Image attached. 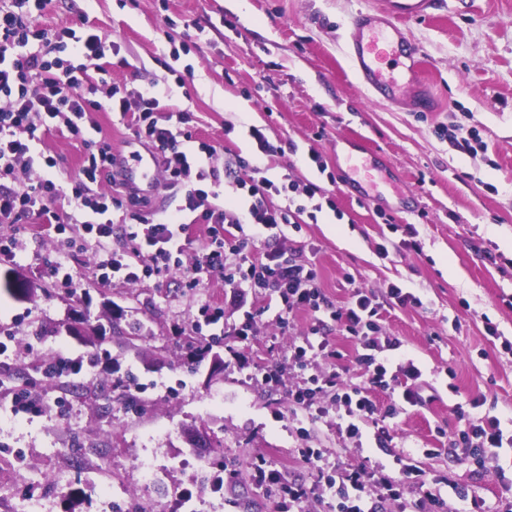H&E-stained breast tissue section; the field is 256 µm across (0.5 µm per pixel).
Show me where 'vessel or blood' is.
Instances as JSON below:
<instances>
[{
    "instance_id": "vessel-or-blood-1",
    "label": "vessel or blood",
    "mask_w": 512,
    "mask_h": 512,
    "mask_svg": "<svg viewBox=\"0 0 512 512\" xmlns=\"http://www.w3.org/2000/svg\"><path fill=\"white\" fill-rule=\"evenodd\" d=\"M440 0H383L382 5L358 12L351 21L348 56L363 84L381 98L408 99L416 111L428 110L431 97L424 89L418 48L404 25L433 17Z\"/></svg>"
}]
</instances>
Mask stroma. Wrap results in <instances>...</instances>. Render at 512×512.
Instances as JSON below:
<instances>
[{
	"label": "stroma",
	"mask_w": 512,
	"mask_h": 512,
	"mask_svg": "<svg viewBox=\"0 0 512 512\" xmlns=\"http://www.w3.org/2000/svg\"><path fill=\"white\" fill-rule=\"evenodd\" d=\"M370 2L48 0L39 23L87 24L119 48L91 73L102 108L87 115V138L108 140L123 156L149 155L129 143L110 96L116 85L155 84L169 88V104L192 113L197 139L216 145L214 165L242 158L269 179L287 172L335 200L317 223L285 227L276 249L315 264L334 307L356 288L382 298L381 335L398 337L425 379L421 404L395 419L393 446L492 508L502 495L495 461L475 469L447 436L486 415L512 418V350L503 344L512 340V0H446L432 19L407 23L432 96L425 112L379 101L352 70L347 28ZM187 68L191 77L177 84L175 71ZM253 126L280 153L258 154ZM457 126L476 128L484 149L453 147L448 133ZM340 137L359 139L376 163L361 189L344 176ZM312 150L325 171L309 161ZM413 239L418 249L407 248ZM56 261L73 270L72 286L48 276ZM92 263L91 251H63L39 233L0 263V326L13 337L0 354V457L21 476L0 512H14L26 496L43 512H105L118 485L135 493L121 512H156L185 488L198 491L193 512H272L277 488L260 483L259 469L311 483L299 454L308 447L343 468L391 474L392 459L373 438L358 446L337 433L335 412L314 422L293 417L292 375L279 385L263 379L262 368L281 365L290 346L302 344L309 313L285 329L271 292L258 290L242 305L221 276L191 289L178 270L161 280L101 283ZM391 284L418 304H386ZM205 301L223 309L222 324L198 328ZM119 308L146 338L113 336ZM246 320L248 338L225 339L221 366L188 357L185 335L198 329L207 337ZM490 324L498 336L488 335ZM63 357L82 359V371L44 378L42 365ZM102 382L115 387L111 401L97 396ZM27 388L41 408L15 412L12 397ZM189 428L210 448L191 447ZM426 448L432 456H423ZM202 453L224 469L223 497L202 491ZM142 460L163 471L162 482L144 478Z\"/></svg>",
	"instance_id": "obj_1"
}]
</instances>
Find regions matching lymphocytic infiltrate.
I'll return each instance as SVG.
<instances>
[{"mask_svg": "<svg viewBox=\"0 0 512 512\" xmlns=\"http://www.w3.org/2000/svg\"><path fill=\"white\" fill-rule=\"evenodd\" d=\"M45 4L46 0H0V223L9 229L8 235L0 237V256L15 257L25 235L39 230L58 238L64 250L92 249V275L100 282L138 283L176 269L183 272L191 288L199 287L205 276L217 271L233 287L272 290L281 299V325H289L299 312L315 316L311 340L289 351L287 368L302 371L321 360L328 363L325 371L289 388L294 410L319 416L325 410L323 399L328 396L349 438L362 439L365 429L371 427L377 442L390 440L385 422L397 415L398 408L393 404L379 408L373 393L396 392L402 403L418 405L422 372L410 359L398 364L388 358L377 359V349L395 351L401 342L391 336L382 342L373 338L378 314L373 292L356 290L344 307L331 309L311 263L283 259L272 248L258 254L252 251L266 231L299 223L304 216L312 220L317 217L316 212L302 205H277L275 197L311 199L320 194V187L287 173L276 181L264 176L244 179L232 167L213 166L217 147L196 141L187 112L168 109L162 103L163 92L156 88H125L120 90L117 102L120 112L135 115L128 127L130 137L152 146L169 186L184 190L185 205L151 219L138 218L136 223L126 225L121 241H113V223L107 220V213L126 210L139 200L141 191L121 180L111 143L85 138L81 125L87 109L95 104L96 87L90 80L89 67L105 58L107 42L91 31L37 26L35 20ZM55 126L66 129L85 151L78 175L66 185L55 175L56 158L34 149ZM191 141L197 144L193 154L185 148ZM104 177L116 185V192L98 190ZM226 181L245 191V208L227 209L217 203L201 209L202 199L220 198ZM195 223L207 227L208 250L197 254L187 266L183 256ZM228 253L237 258L230 267L224 264ZM325 310L354 342L361 382L343 381L341 355L318 317ZM284 369L268 368L263 375L278 383ZM457 437L467 458L479 467L488 457L512 449V435L504 434L496 416L469 422ZM301 455L312 468L313 486L335 488L336 512H383V504L398 500L407 482L417 487L421 501L435 512L447 508L440 479L428 477L408 454H394L398 467L394 477L329 470L317 448L303 449Z\"/></svg>", "mask_w": 512, "mask_h": 512, "instance_id": "f902f5d3", "label": "lymphocytic infiltrate"}]
</instances>
